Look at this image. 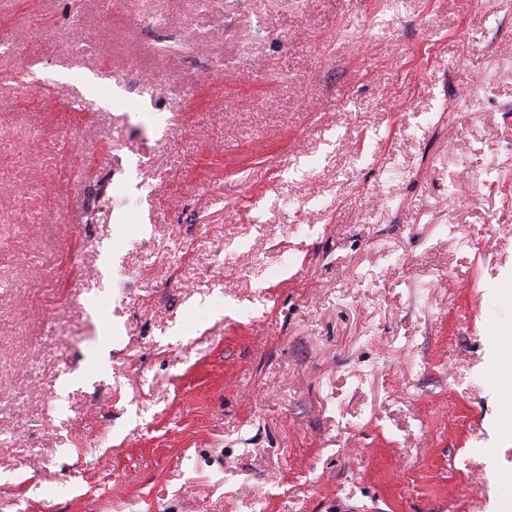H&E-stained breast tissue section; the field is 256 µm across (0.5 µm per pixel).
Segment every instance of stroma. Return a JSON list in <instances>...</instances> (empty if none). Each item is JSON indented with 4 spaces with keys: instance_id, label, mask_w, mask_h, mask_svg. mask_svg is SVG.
<instances>
[{
    "instance_id": "1",
    "label": "stroma",
    "mask_w": 512,
    "mask_h": 512,
    "mask_svg": "<svg viewBox=\"0 0 512 512\" xmlns=\"http://www.w3.org/2000/svg\"><path fill=\"white\" fill-rule=\"evenodd\" d=\"M1 41L0 512H501L512 12L0 0Z\"/></svg>"
}]
</instances>
